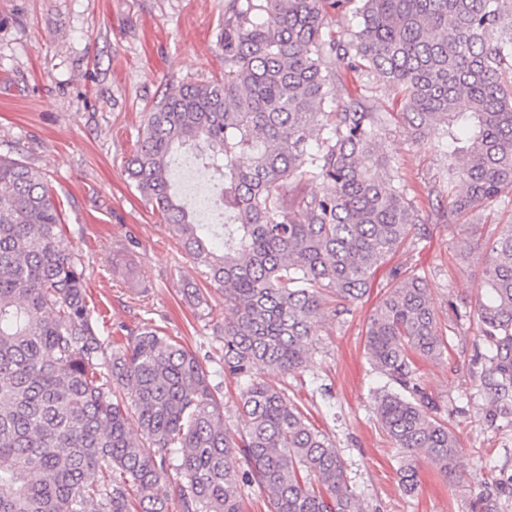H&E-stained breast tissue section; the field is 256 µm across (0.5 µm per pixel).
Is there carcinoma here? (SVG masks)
<instances>
[{"mask_svg": "<svg viewBox=\"0 0 512 512\" xmlns=\"http://www.w3.org/2000/svg\"><path fill=\"white\" fill-rule=\"evenodd\" d=\"M332 13L358 21L326 32ZM218 40L224 75L156 100L126 172L224 288L241 427L226 426L224 387L197 354L156 329L106 352L62 211L38 171L0 155V512H168L172 493L180 512H244L243 485L268 512H361L333 441L260 371L303 377L319 323L350 313L413 230L429 233L377 150L395 117L349 93L343 72L377 76L398 95L404 133L438 135L459 157L448 184L464 190L448 192L438 223L474 235L512 193V0H224ZM194 149L222 187L218 228L170 192ZM389 276L366 350L373 410L410 490L415 457L449 477L460 442L416 382L417 359L450 349L427 281ZM475 314L484 396L512 415V224L489 246ZM170 468L183 480L171 490Z\"/></svg>", "mask_w": 512, "mask_h": 512, "instance_id": "1", "label": "carcinoma"}]
</instances>
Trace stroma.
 Instances as JSON below:
<instances>
[{
    "label": "stroma",
    "mask_w": 512,
    "mask_h": 512,
    "mask_svg": "<svg viewBox=\"0 0 512 512\" xmlns=\"http://www.w3.org/2000/svg\"><path fill=\"white\" fill-rule=\"evenodd\" d=\"M0 16V154L47 179L85 270L100 336L116 347L150 326L196 352L223 384L224 418L236 425L237 384L221 360L224 291L201 276L125 171L144 114L166 88L223 72L217 35L224 0H0ZM378 147L413 188L419 210L432 213L438 192L448 188L447 148L400 132L383 136ZM510 222L512 194L487 211L482 234L470 236L462 223L435 224L430 237H409L389 261L425 276L452 346L441 361H419L416 376L460 439L453 477L421 459L417 485L405 490L398 452L374 416L365 335L388 290L385 278H374L352 313L318 327L303 380L266 373L306 407L319 401V386L329 388V406L311 421L335 443L364 512H472L483 499L494 512H512V425L483 397L473 316L486 251ZM465 237L470 253L462 258L457 242ZM193 286L207 298V311L190 296ZM489 456L498 464L492 474L484 467Z\"/></svg>",
    "instance_id": "35a3bbf8"
}]
</instances>
